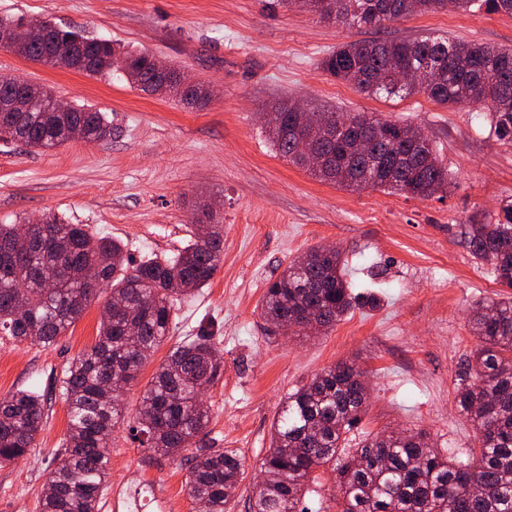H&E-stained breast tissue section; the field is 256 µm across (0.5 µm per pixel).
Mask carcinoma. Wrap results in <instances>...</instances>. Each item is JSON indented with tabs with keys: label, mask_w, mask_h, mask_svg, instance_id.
<instances>
[{
	"label": "carcinoma",
	"mask_w": 512,
	"mask_h": 512,
	"mask_svg": "<svg viewBox=\"0 0 512 512\" xmlns=\"http://www.w3.org/2000/svg\"><path fill=\"white\" fill-rule=\"evenodd\" d=\"M352 28L382 29L416 11H467L478 5L512 15V0H279ZM50 58L33 41L16 50L30 60L89 76L109 73V59L128 63L126 79L142 91L182 102L209 95L198 84L182 86L177 69L157 66L146 51L122 52L112 41L56 28ZM330 76L369 95L423 93L440 104H467L489 113L491 131L512 141V48L447 37L360 40L345 43L321 62ZM421 70L434 76L424 88L399 75ZM18 93L35 107L16 115L0 112L3 140L38 150L67 142L75 124L88 141L112 137L105 113L83 105L47 112V88L15 78L0 81V103ZM275 111L282 124L268 128L277 152L305 168L298 140L308 138L324 158L315 177L352 191L379 189L429 199L448 188V173L428 140L411 137V126L382 118L364 120L340 112H295L288 102ZM502 217H473L463 236L471 255L491 265L495 280L512 288V202ZM30 233L35 246L11 254L6 246ZM224 255L219 224L194 225L193 240L173 257L129 260L122 241L90 233L48 214L25 224H0V333L18 342L51 345L81 317L104 286L111 288L98 339L62 373L61 392L69 423L55 467L43 487L40 512H98L108 482L112 433L124 424L117 393L133 381L169 336L173 301L209 284ZM337 250L313 247L289 264L266 289L261 316L297 336L323 334L356 309L375 310L376 294H355ZM54 279L58 287L47 288ZM478 340L455 390V402L476 430L478 452L448 457L430 448L422 430L367 434L357 447L348 437L369 401L364 372L338 362L286 398L272 424L262 478L249 498V512H308L305 495L312 474H335L337 512H512V300L476 303L469 321ZM210 336H191L167 355L143 393L139 416L127 424L147 457L190 453V498L204 512H226L245 473L237 451L210 448L200 436L210 422L200 401L220 375ZM43 426V398L20 390L0 399V467L26 457Z\"/></svg>",
	"instance_id": "1"
}]
</instances>
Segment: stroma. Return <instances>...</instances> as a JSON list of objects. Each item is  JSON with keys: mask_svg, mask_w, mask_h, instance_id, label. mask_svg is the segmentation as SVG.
I'll use <instances>...</instances> for the list:
<instances>
[{"mask_svg": "<svg viewBox=\"0 0 512 512\" xmlns=\"http://www.w3.org/2000/svg\"><path fill=\"white\" fill-rule=\"evenodd\" d=\"M2 16L45 17L148 51L211 91L209 101L188 105L134 88L118 72L92 78L0 48V76L48 87L112 122L111 138L97 143L71 140L42 151L0 142V224L60 214L121 240L135 261L182 250L203 206L223 227L224 257L210 283L175 301L172 332L122 391L125 419L170 349L205 328L224 361L204 397L205 441L245 460L228 512H248L288 393L340 361L367 373L371 398L360 430L422 429L441 451L477 448L455 403L477 343L468 315L476 302L510 297L512 289L472 257L462 231L474 213L493 219L512 201V142L491 136L489 116L478 109L421 93L367 95L328 75L321 61L348 42L426 34L512 47V16L431 9L374 30L328 23L277 0H0ZM286 99L421 128L448 171L449 191L421 200L321 181L277 153L261 120ZM317 245L338 247L353 290L375 291L382 303L318 336L284 335L261 316V299L269 282ZM101 306L92 301L50 346L0 335V399L31 390L44 400L35 448L0 468V512H39L68 427L62 372L95 344ZM144 457L126 429L115 431L99 512H198L185 487V457L150 464Z\"/></svg>", "mask_w": 512, "mask_h": 512, "instance_id": "obj_1", "label": "stroma"}]
</instances>
